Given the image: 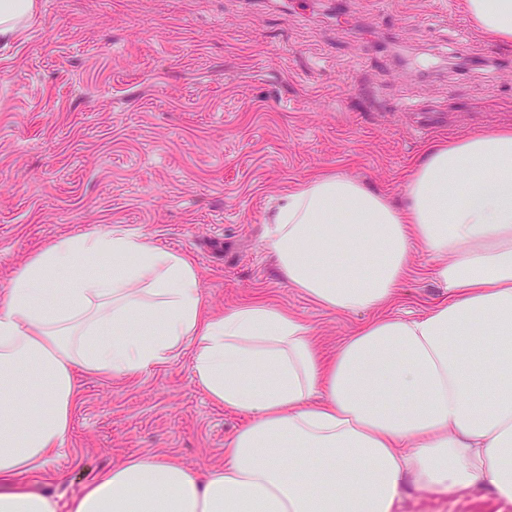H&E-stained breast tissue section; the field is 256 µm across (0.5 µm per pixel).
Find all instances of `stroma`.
<instances>
[{
  "instance_id": "35a3bbf8",
  "label": "stroma",
  "mask_w": 512,
  "mask_h": 512,
  "mask_svg": "<svg viewBox=\"0 0 512 512\" xmlns=\"http://www.w3.org/2000/svg\"><path fill=\"white\" fill-rule=\"evenodd\" d=\"M502 126L512 46L471 30L461 0H40L0 42V296L47 243L117 226L189 256L211 312L261 300L335 349L367 316L283 280L264 243L279 198L326 172L399 205L428 145ZM409 267L387 315L440 296L425 253ZM191 358L77 374L65 447L12 485L67 500L141 454L207 473L245 419L211 400ZM398 512L512 503L489 486L410 487Z\"/></svg>"
}]
</instances>
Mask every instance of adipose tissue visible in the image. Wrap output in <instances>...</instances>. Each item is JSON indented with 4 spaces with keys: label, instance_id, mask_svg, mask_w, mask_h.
<instances>
[{
    "label": "adipose tissue",
    "instance_id": "1",
    "mask_svg": "<svg viewBox=\"0 0 512 512\" xmlns=\"http://www.w3.org/2000/svg\"><path fill=\"white\" fill-rule=\"evenodd\" d=\"M475 30L512 45V0H463ZM38 0H0V40ZM404 207L321 174L282 200L268 248L291 287L370 321L333 357L306 323L255 302L207 313L193 261L119 227L53 240L0 299V477L46 466L69 435L76 374L124 377L194 345L216 404L247 416L200 474L140 455L95 477L65 512H394L406 486L489 484L512 502V128L432 145ZM433 261L443 298L377 317ZM0 512H64L0 489Z\"/></svg>",
    "mask_w": 512,
    "mask_h": 512
}]
</instances>
